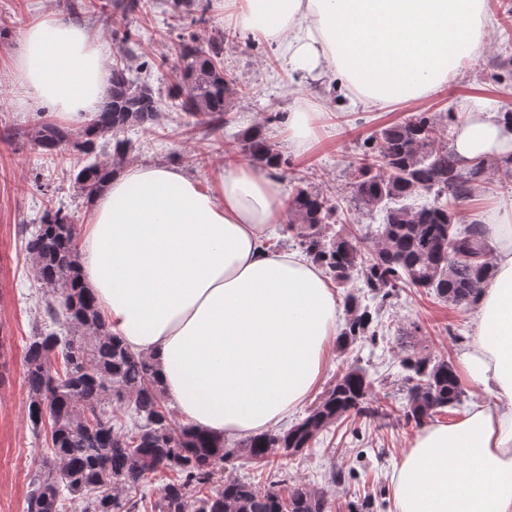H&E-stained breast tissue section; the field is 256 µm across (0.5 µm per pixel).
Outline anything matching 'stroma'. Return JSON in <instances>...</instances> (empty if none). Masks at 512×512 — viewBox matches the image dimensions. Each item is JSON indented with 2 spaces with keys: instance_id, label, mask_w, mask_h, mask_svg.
Here are the masks:
<instances>
[{
  "instance_id": "obj_1",
  "label": "stroma",
  "mask_w": 512,
  "mask_h": 512,
  "mask_svg": "<svg viewBox=\"0 0 512 512\" xmlns=\"http://www.w3.org/2000/svg\"><path fill=\"white\" fill-rule=\"evenodd\" d=\"M69 3L0 0V512H24L30 476L50 457L45 434L34 432L27 419L26 344L46 293L33 278L22 228L37 223L49 205L76 212L82 224L89 216L72 178L77 155H48L30 142L29 131L41 121L39 110L20 105L14 79L19 27L46 14L65 18ZM485 6L496 24L487 33L483 58L430 100L429 114L446 115L475 98L512 104L507 96L512 72L498 65L499 59L512 57V41L502 30L511 18L507 10L512 0H486ZM128 25L139 32L141 51L156 62L149 76L156 89L166 90L175 65L172 44L192 27L205 38L217 31L228 34L224 66L251 88L247 98L235 103L227 125L216 132L190 127L184 112L166 109L153 135H133L128 156L132 163L175 165L205 185L224 167L225 139L263 122L271 142L290 161L288 177H302L313 187L330 190L350 210L354 156L376 131L413 114L404 103L377 108L350 98L331 102L328 80L314 81L288 71L280 50L252 42L225 19L220 0H213L205 23L197 26L174 14L166 0H153L146 10L130 15ZM301 101L324 110L318 140L303 154L289 148L285 122L268 120L275 113L288 114ZM474 314V309L451 306L414 288L400 291L380 313L383 338L363 344L357 355L375 381L374 397L395 404L403 396L401 353L388 341L398 328L418 325L412 338L416 351L457 365L472 339ZM415 433V427L402 423L380 429L349 418L324 431L318 444L296 456H273L264 469L241 458L225 474L262 486L278 476L292 484L327 489L329 512H348L351 502L368 503L370 512H395L392 473ZM334 469L347 472L345 483H328Z\"/></svg>"
}]
</instances>
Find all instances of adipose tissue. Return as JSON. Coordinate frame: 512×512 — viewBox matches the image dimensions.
I'll return each mask as SVG.
<instances>
[{
    "label": "adipose tissue",
    "mask_w": 512,
    "mask_h": 512,
    "mask_svg": "<svg viewBox=\"0 0 512 512\" xmlns=\"http://www.w3.org/2000/svg\"><path fill=\"white\" fill-rule=\"evenodd\" d=\"M236 27L284 49L289 69L335 77L356 98L427 106L477 62L491 19L485 0H224ZM24 103L81 124L111 72L102 45L48 15L19 32ZM454 146L466 160L512 157L499 105L460 106ZM319 109L288 114L304 153ZM273 171L226 160L209 188L179 168L130 165L94 203L78 239L81 280L113 333L149 358L169 404L195 430L246 438L277 427L314 393L332 355L338 301L327 278L270 240L288 213ZM496 272L463 356L490 396L452 425L413 437L392 481L395 512H512V207L489 226Z\"/></svg>",
    "instance_id": "ef3b65f1"
}]
</instances>
